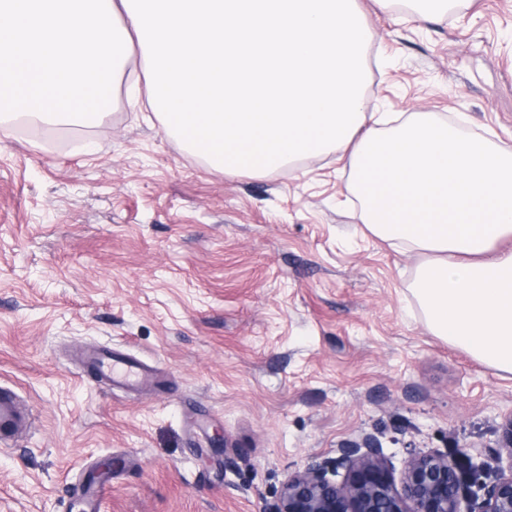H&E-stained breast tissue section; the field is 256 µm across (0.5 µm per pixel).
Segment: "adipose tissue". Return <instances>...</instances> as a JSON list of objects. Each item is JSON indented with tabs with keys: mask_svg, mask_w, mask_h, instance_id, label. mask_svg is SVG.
Returning a JSON list of instances; mask_svg holds the SVG:
<instances>
[{
	"mask_svg": "<svg viewBox=\"0 0 512 512\" xmlns=\"http://www.w3.org/2000/svg\"><path fill=\"white\" fill-rule=\"evenodd\" d=\"M140 45L163 128L211 169L347 151L362 220L419 254L429 330L512 372V147L435 112L382 129L355 0H0V124L98 120Z\"/></svg>",
	"mask_w": 512,
	"mask_h": 512,
	"instance_id": "obj_1",
	"label": "adipose tissue"
}]
</instances>
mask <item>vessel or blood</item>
<instances>
[{"label": "vessel or blood", "mask_w": 512, "mask_h": 512, "mask_svg": "<svg viewBox=\"0 0 512 512\" xmlns=\"http://www.w3.org/2000/svg\"><path fill=\"white\" fill-rule=\"evenodd\" d=\"M76 357L89 374L112 388L142 393L155 390L160 383L159 373L153 366L109 346L82 350ZM32 423V415L18 394L11 388L0 386V445L27 433ZM111 483V471L89 468L70 484L72 508L75 512H101L104 495Z\"/></svg>", "instance_id": "1"}]
</instances>
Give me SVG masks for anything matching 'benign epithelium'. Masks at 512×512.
<instances>
[{
    "label": "benign epithelium",
    "mask_w": 512,
    "mask_h": 512,
    "mask_svg": "<svg viewBox=\"0 0 512 512\" xmlns=\"http://www.w3.org/2000/svg\"><path fill=\"white\" fill-rule=\"evenodd\" d=\"M338 452L334 459H313L288 476L277 500L263 512H512V412L503 419L490 457L469 465L472 473L496 472L482 486L476 509L461 510L467 481L458 462L446 454L410 451L396 481L375 437L366 435Z\"/></svg>",
    "instance_id": "7a95c632"
}]
</instances>
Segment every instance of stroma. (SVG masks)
<instances>
[{
  "mask_svg": "<svg viewBox=\"0 0 512 512\" xmlns=\"http://www.w3.org/2000/svg\"><path fill=\"white\" fill-rule=\"evenodd\" d=\"M368 109L439 112L512 146V0L421 21L357 0ZM88 125H0V384L35 432L0 449V512H70L65 485L112 462L102 512H262L288 475L376 436L408 450L496 447L512 373L434 336L417 259L360 219L346 161L229 175L169 137L128 89ZM155 365L156 393L109 390L75 348ZM197 438H190L189 423Z\"/></svg>",
  "mask_w": 512,
  "mask_h": 512,
  "instance_id": "obj_1",
  "label": "stroma"
}]
</instances>
